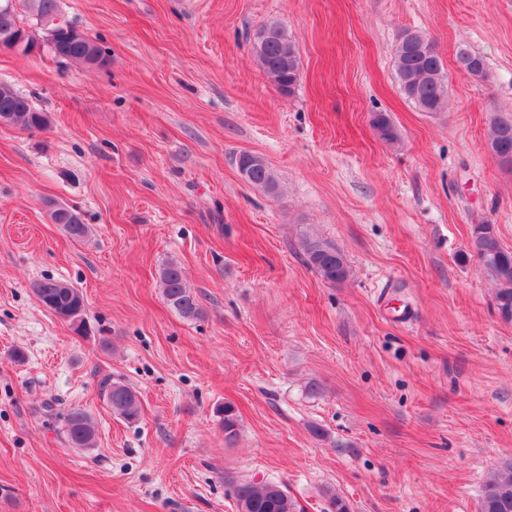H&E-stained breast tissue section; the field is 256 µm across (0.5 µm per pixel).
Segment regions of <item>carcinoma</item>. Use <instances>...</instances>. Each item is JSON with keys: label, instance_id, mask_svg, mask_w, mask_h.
Instances as JSON below:
<instances>
[{"label": "carcinoma", "instance_id": "obj_1", "mask_svg": "<svg viewBox=\"0 0 512 512\" xmlns=\"http://www.w3.org/2000/svg\"><path fill=\"white\" fill-rule=\"evenodd\" d=\"M23 9L36 17L44 37L21 25L20 13L14 0H0V35L10 32L23 38L25 53L41 50L48 45L55 57L83 66L105 68L109 53L98 38H92L61 19L57 0H23ZM254 55L266 74L277 76L276 89L283 95L294 93L300 76V58L296 42L287 27L273 22L260 28L254 38ZM461 68L472 78L483 80L487 63L476 51L462 50L458 55ZM394 66L404 96L419 111L435 114L448 108V88L442 60L434 44L418 32L403 33L394 53ZM9 113L11 124L25 129H43L50 124L49 115L39 110L33 100L18 93L7 83H0V113ZM372 127L390 145L400 141V134L390 117L373 113ZM488 147L499 164L512 172V113L500 112L489 122ZM236 165L250 171L257 187L267 194L279 191V180L267 161L257 163L249 152L236 157ZM55 224H63L70 237H89L91 229L80 213L62 206L50 211ZM300 248L305 262L321 280L336 284L347 280L350 266L346 256L334 244L314 235L305 234ZM470 252L477 257L483 270L497 285L495 306L502 319L512 321V250L506 249L493 225L479 224L469 241ZM162 295L167 305L186 319L202 314L197 296L187 286L181 265L169 260L158 274ZM34 294L43 307L77 333L84 326V297L74 286L47 278L34 284ZM107 403L112 412L127 420L138 419L140 400L135 391L124 384L112 383L107 388ZM224 439L232 441L238 433L239 418L233 405L226 403L218 411ZM63 432L74 448H91L95 444L94 423L87 412L72 407L62 414ZM238 512H296V504L288 487L277 481H244L233 486ZM327 507L324 512H350L346 499L327 488L323 492ZM479 512H512V462L492 473L484 481Z\"/></svg>", "mask_w": 512, "mask_h": 512}]
</instances>
